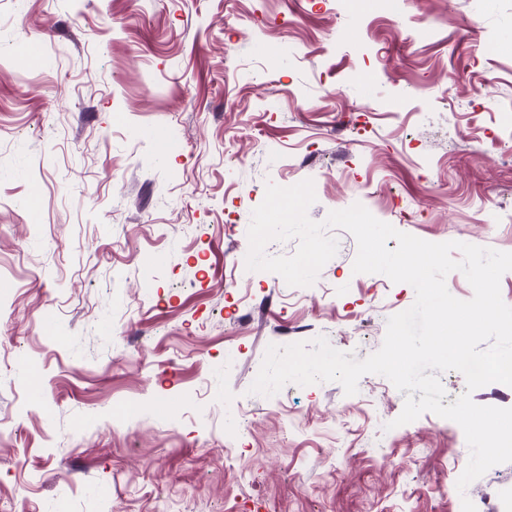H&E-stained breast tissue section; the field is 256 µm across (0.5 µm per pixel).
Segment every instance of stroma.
I'll list each match as a JSON object with an SVG mask.
<instances>
[{
  "label": "stroma",
  "instance_id": "stroma-1",
  "mask_svg": "<svg viewBox=\"0 0 512 512\" xmlns=\"http://www.w3.org/2000/svg\"><path fill=\"white\" fill-rule=\"evenodd\" d=\"M386 4L0 0V512H497L512 462L458 491L384 376L249 391L279 327L361 360L415 301L342 229L311 286L239 278L267 182L512 252V0Z\"/></svg>",
  "mask_w": 512,
  "mask_h": 512
}]
</instances>
